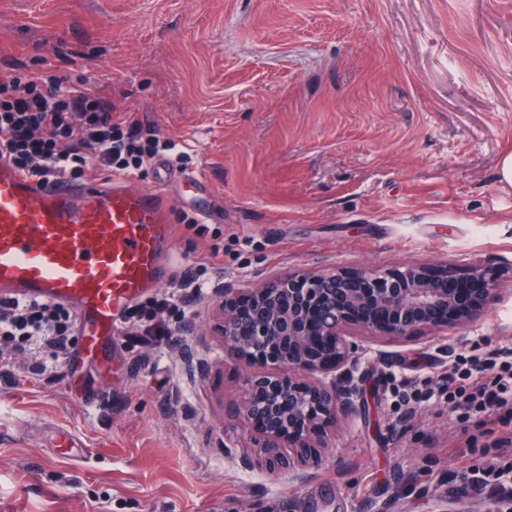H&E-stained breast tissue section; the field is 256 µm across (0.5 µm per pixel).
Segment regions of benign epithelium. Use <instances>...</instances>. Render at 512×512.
<instances>
[{"mask_svg": "<svg viewBox=\"0 0 512 512\" xmlns=\"http://www.w3.org/2000/svg\"><path fill=\"white\" fill-rule=\"evenodd\" d=\"M496 268L474 264L432 274L420 265L330 270L264 279L245 298L226 285L216 326L224 356L265 368L243 379L232 421L256 433L245 469L294 472L304 480L321 466L327 430L356 414L362 388L352 372L366 344L430 341L475 317L451 282L477 283L485 304L497 297ZM289 452H284L285 448Z\"/></svg>", "mask_w": 512, "mask_h": 512, "instance_id": "7a95c632", "label": "benign epithelium"}]
</instances>
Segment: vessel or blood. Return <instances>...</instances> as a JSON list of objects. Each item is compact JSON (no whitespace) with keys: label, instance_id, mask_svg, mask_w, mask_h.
I'll list each match as a JSON object with an SVG mask.
<instances>
[{"label":"vessel or blood","instance_id":"1","mask_svg":"<svg viewBox=\"0 0 512 512\" xmlns=\"http://www.w3.org/2000/svg\"><path fill=\"white\" fill-rule=\"evenodd\" d=\"M154 168L161 178L150 187L132 176L42 185L0 159V295L72 306L77 361L109 358L117 309L163 282L174 195L204 187L168 160Z\"/></svg>","mask_w":512,"mask_h":512}]
</instances>
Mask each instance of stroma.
<instances>
[{"label":"stroma","instance_id":"stroma-1","mask_svg":"<svg viewBox=\"0 0 512 512\" xmlns=\"http://www.w3.org/2000/svg\"><path fill=\"white\" fill-rule=\"evenodd\" d=\"M40 68L111 87L204 174L222 219L173 224L171 276L216 249L243 290L363 266L502 276L468 327L368 353L364 407L301 481L224 445L249 367L208 326L215 294L182 349L123 335L110 370L39 379L17 355L0 365V512H512L464 479L512 414L395 403L462 346L512 348V0H0V71ZM68 434L76 464L51 454Z\"/></svg>","mask_w":512,"mask_h":512}]
</instances>
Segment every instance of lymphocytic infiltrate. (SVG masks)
<instances>
[{
    "mask_svg": "<svg viewBox=\"0 0 512 512\" xmlns=\"http://www.w3.org/2000/svg\"><path fill=\"white\" fill-rule=\"evenodd\" d=\"M188 169L191 156L131 113L115 110L106 93L85 82L63 84L42 69L0 74V159L47 184L58 177L81 178L94 167L105 178L140 175L154 160ZM210 281L184 275L176 287L150 301L188 321L190 301L204 298ZM75 314L42 299L0 297V362L16 353L29 358L28 374L40 377L64 366L79 342ZM451 412L491 417L512 413V351L479 358L460 352L439 391ZM468 487L496 498L512 497V460L496 456L474 465Z\"/></svg>",
    "mask_w": 512,
    "mask_h": 512,
    "instance_id": "lymphocytic-infiltrate-1",
    "label": "lymphocytic infiltrate"
}]
</instances>
